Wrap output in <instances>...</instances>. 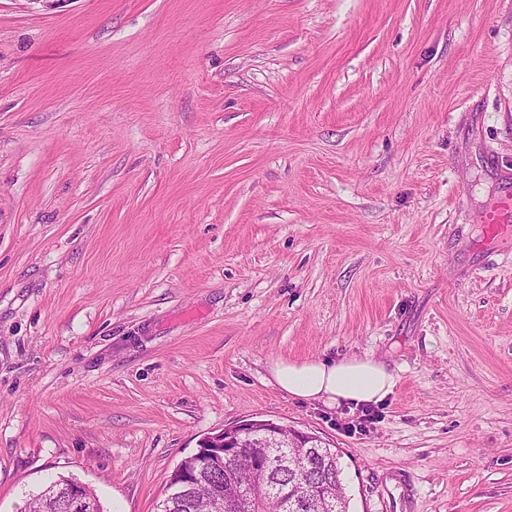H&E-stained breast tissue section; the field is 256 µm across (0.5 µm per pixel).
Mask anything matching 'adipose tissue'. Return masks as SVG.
<instances>
[{
    "instance_id": "1",
    "label": "adipose tissue",
    "mask_w": 512,
    "mask_h": 512,
    "mask_svg": "<svg viewBox=\"0 0 512 512\" xmlns=\"http://www.w3.org/2000/svg\"><path fill=\"white\" fill-rule=\"evenodd\" d=\"M270 373L280 389L306 401L333 406L363 405L385 399L396 376L373 356H352L335 361L275 359Z\"/></svg>"
}]
</instances>
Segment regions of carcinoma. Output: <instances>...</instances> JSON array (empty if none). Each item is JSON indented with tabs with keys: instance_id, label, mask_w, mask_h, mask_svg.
Masks as SVG:
<instances>
[{
	"instance_id": "carcinoma-1",
	"label": "carcinoma",
	"mask_w": 512,
	"mask_h": 512,
	"mask_svg": "<svg viewBox=\"0 0 512 512\" xmlns=\"http://www.w3.org/2000/svg\"><path fill=\"white\" fill-rule=\"evenodd\" d=\"M315 447L262 448L257 446L259 461L270 462L267 472L260 470L242 472L238 476L224 467L206 469L192 474V480L181 487H167L165 498L157 503V512H194V501L204 500L213 491H225L228 483H234V497L244 504H251L258 512H322V504L330 501L328 512H349V500L343 483L336 481L341 476L338 454L321 446L316 435L311 436ZM299 469L310 471L309 479L316 482L314 490L306 498H296L292 487L293 473ZM29 512H61L58 502L39 493L25 505Z\"/></svg>"
}]
</instances>
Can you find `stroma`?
<instances>
[{"label":"stroma","mask_w":512,"mask_h":512,"mask_svg":"<svg viewBox=\"0 0 512 512\" xmlns=\"http://www.w3.org/2000/svg\"><path fill=\"white\" fill-rule=\"evenodd\" d=\"M512 0H0V512H155L246 419L349 512H512ZM371 353L382 402L273 359ZM490 239H510L512 237V192L499 196L482 214ZM269 369L276 386L289 395L329 406L379 403L396 385L387 365L368 354L338 361L277 358ZM67 481V478L65 477H59L56 480L50 481L49 484L43 489H53L57 486H60L64 482ZM43 490L34 496L33 498H30L26 505L25 509L29 511L24 512H62L61 509L58 507V502L54 500L51 497L45 496ZM49 493L60 497L68 512H95L94 501L88 495L84 484H70L60 490H50Z\"/></svg>","instance_id":"obj_1"}]
</instances>
